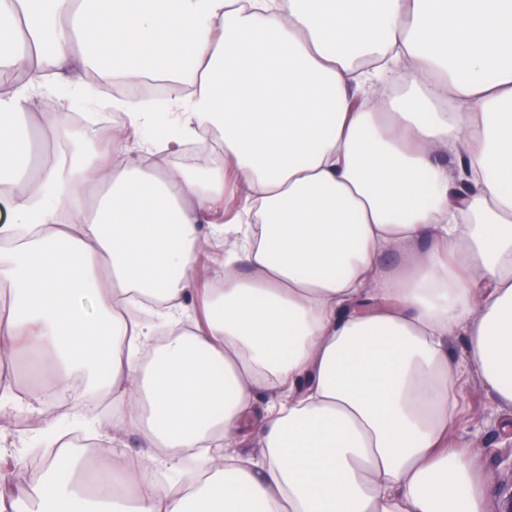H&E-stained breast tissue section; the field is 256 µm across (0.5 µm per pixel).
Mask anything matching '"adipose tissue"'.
Wrapping results in <instances>:
<instances>
[{
  "label": "adipose tissue",
  "mask_w": 512,
  "mask_h": 512,
  "mask_svg": "<svg viewBox=\"0 0 512 512\" xmlns=\"http://www.w3.org/2000/svg\"><path fill=\"white\" fill-rule=\"evenodd\" d=\"M184 58L167 124L127 96L100 147L61 153L60 81L76 98ZM215 132L218 157L148 161ZM206 225L235 238L222 265ZM18 361L35 387L0 409L35 418L45 466L28 486L0 463V512H484L448 431L461 366L512 408V0H0ZM99 392L147 452L97 432L95 471L42 411L87 429ZM188 448L204 472L159 482Z\"/></svg>",
  "instance_id": "1"
}]
</instances>
